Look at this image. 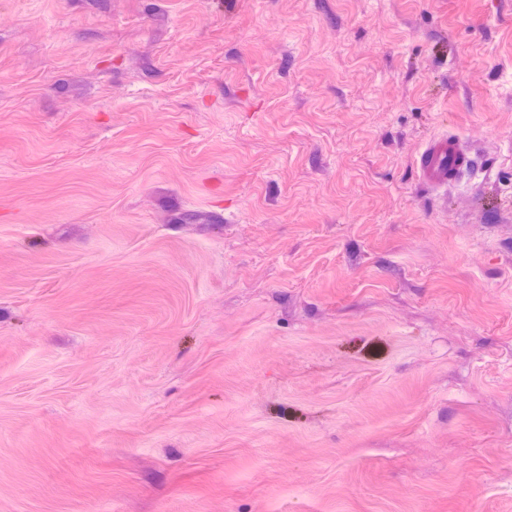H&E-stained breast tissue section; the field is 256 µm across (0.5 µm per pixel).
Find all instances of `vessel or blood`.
Wrapping results in <instances>:
<instances>
[{"label": "vessel or blood", "instance_id": "b4317fda", "mask_svg": "<svg viewBox=\"0 0 512 512\" xmlns=\"http://www.w3.org/2000/svg\"><path fill=\"white\" fill-rule=\"evenodd\" d=\"M471 154L464 141L453 134L430 138L417 153L414 165L424 187L441 192L470 165Z\"/></svg>", "mask_w": 512, "mask_h": 512}]
</instances>
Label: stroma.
<instances>
[{"label": "stroma", "instance_id": "1", "mask_svg": "<svg viewBox=\"0 0 512 512\" xmlns=\"http://www.w3.org/2000/svg\"><path fill=\"white\" fill-rule=\"evenodd\" d=\"M0 512H512V0H0ZM471 153L465 142L453 134L430 138L417 153L414 165L424 187L442 192L470 165Z\"/></svg>", "mask_w": 512, "mask_h": 512}]
</instances>
